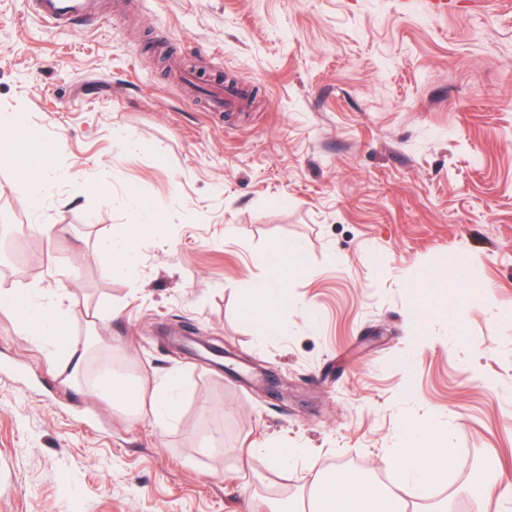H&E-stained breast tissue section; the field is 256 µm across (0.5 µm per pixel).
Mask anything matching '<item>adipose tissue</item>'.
<instances>
[{"mask_svg": "<svg viewBox=\"0 0 512 512\" xmlns=\"http://www.w3.org/2000/svg\"><path fill=\"white\" fill-rule=\"evenodd\" d=\"M152 205L138 200L134 205V222L127 233L110 241L105 252L116 271L128 270L134 259L135 236L154 227ZM303 263V250L295 243H278L268 256L269 275L255 283L247 306L248 316L270 333L281 332L280 313L288 304L287 288L291 277ZM401 446L389 463L401 479L396 490H386L361 474L345 468L326 473L300 448H260L259 453L277 465L302 463L315 492L314 512H408L412 502L430 497L435 485L448 470L452 450L448 438L436 424L417 428L403 425Z\"/></svg>", "mask_w": 512, "mask_h": 512, "instance_id": "ef3b65f1", "label": "adipose tissue"}]
</instances>
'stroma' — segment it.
Returning <instances> with one entry per match:
<instances>
[{
  "label": "stroma",
  "instance_id": "stroma-1",
  "mask_svg": "<svg viewBox=\"0 0 512 512\" xmlns=\"http://www.w3.org/2000/svg\"><path fill=\"white\" fill-rule=\"evenodd\" d=\"M130 2L74 31L0 0V113L23 115L4 133L0 250L30 261H0L19 303L0 312V512H302L306 469L251 448L387 487L401 425L431 419L453 455L417 512H456L484 464L482 512H512V0L441 17L424 0ZM203 56L207 77L255 91L244 113L207 111L184 82ZM34 139L53 179L38 203ZM132 192L157 224L121 274L98 244L131 223ZM282 241L304 266L267 335L247 290ZM442 267L445 290L408 288ZM474 288L453 328L442 308ZM34 300L70 340L96 337L83 369L129 361L143 404L180 373L177 417L157 427L68 379L22 329ZM182 336L223 347L224 368Z\"/></svg>",
  "mask_w": 512,
  "mask_h": 512
}]
</instances>
